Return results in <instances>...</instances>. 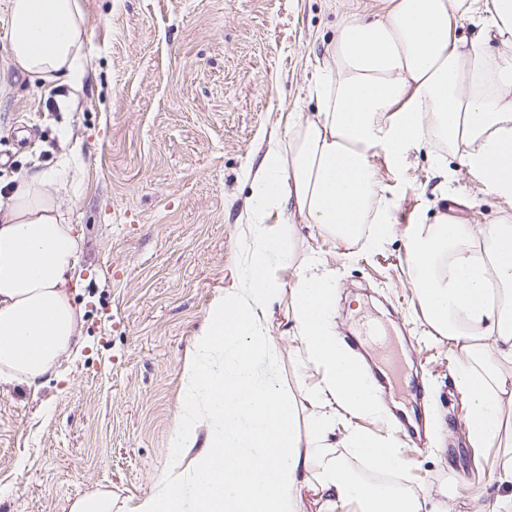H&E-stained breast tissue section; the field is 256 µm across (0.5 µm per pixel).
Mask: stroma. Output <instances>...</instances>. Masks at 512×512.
<instances>
[{
    "label": "stroma",
    "mask_w": 512,
    "mask_h": 512,
    "mask_svg": "<svg viewBox=\"0 0 512 512\" xmlns=\"http://www.w3.org/2000/svg\"><path fill=\"white\" fill-rule=\"evenodd\" d=\"M362 0H83L88 76L76 106L65 85L11 82L0 111V178L67 151L83 171L65 200L83 233L84 345L39 389L0 385V512H69L102 492L143 497L172 452L182 369L211 301L239 270L236 237L251 179L288 116L312 115L311 89L339 29ZM398 227L442 215L464 224L512 216L448 148H412L406 165L371 158ZM303 252L338 283L336 333L360 338L373 375L396 361L383 402L409 427L391 434L406 462L396 481L447 489L467 512L496 464L473 447L449 370L447 340L427 335L401 238L334 245L312 224ZM287 309L272 326L292 393L319 377L297 358ZM445 436H438L437 424ZM421 444L407 446L408 431Z\"/></svg>",
    "instance_id": "stroma-1"
}]
</instances>
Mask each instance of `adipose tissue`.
I'll return each instance as SVG.
<instances>
[{
    "instance_id": "ef3b65f1",
    "label": "adipose tissue",
    "mask_w": 512,
    "mask_h": 512,
    "mask_svg": "<svg viewBox=\"0 0 512 512\" xmlns=\"http://www.w3.org/2000/svg\"><path fill=\"white\" fill-rule=\"evenodd\" d=\"M16 72L79 91L86 19L81 0H9ZM482 17L503 50L455 35ZM317 113L289 118L252 178L238 248L240 275L211 303L183 365L173 452L154 489L126 512H458L433 496L359 475L334 448L376 473L405 467L390 437L336 416L386 422L371 376L336 334V278L299 251L301 222L347 245L401 237L428 333L455 348L462 424L499 456L469 512H512V217L494 224H391L370 163L402 165L426 141L448 147L482 185L512 199V0H376L345 24L313 89ZM80 167H38L0 197V383L37 388L83 341L75 302L84 237L63 200ZM287 302L298 360L319 381L295 396L269 367L275 304ZM307 403L300 414L299 403Z\"/></svg>"
}]
</instances>
